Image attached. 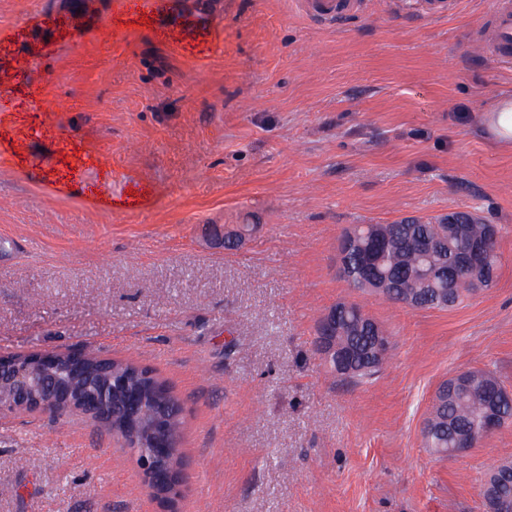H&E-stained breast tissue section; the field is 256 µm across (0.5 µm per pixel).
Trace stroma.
<instances>
[{
  "instance_id": "35a3bbf8",
  "label": "stroma",
  "mask_w": 512,
  "mask_h": 512,
  "mask_svg": "<svg viewBox=\"0 0 512 512\" xmlns=\"http://www.w3.org/2000/svg\"><path fill=\"white\" fill-rule=\"evenodd\" d=\"M495 0L441 20L387 0L321 28L294 0H0V355L91 348L145 366L186 418L177 512H484L512 423L440 458L438 385L512 390V148L481 125L512 68L469 40ZM468 211L498 225L493 287L444 309L350 288L353 224ZM255 224L232 252L212 225ZM360 303L392 336L372 383L314 347ZM0 512H163L88 417L0 416Z\"/></svg>"
}]
</instances>
